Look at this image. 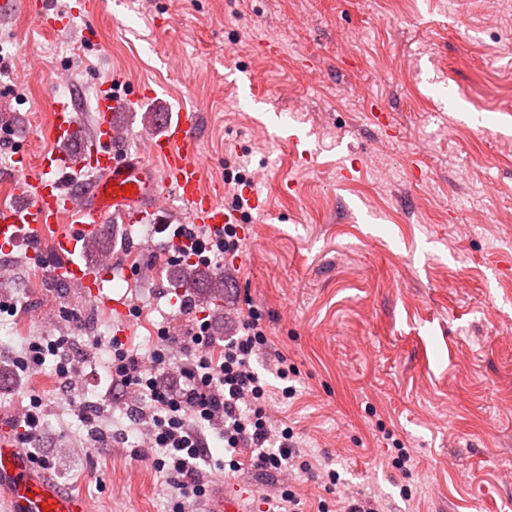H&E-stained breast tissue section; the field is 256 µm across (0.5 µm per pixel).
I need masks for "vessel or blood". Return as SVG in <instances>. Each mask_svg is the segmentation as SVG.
Masks as SVG:
<instances>
[{"instance_id":"1","label":"vessel or blood","mask_w":512,"mask_h":512,"mask_svg":"<svg viewBox=\"0 0 512 512\" xmlns=\"http://www.w3.org/2000/svg\"><path fill=\"white\" fill-rule=\"evenodd\" d=\"M155 94V89L144 87L122 96L113 91L111 82L100 84L91 141L72 153L46 152L40 157L36 176L15 179L14 193L23 203L0 207V250L10 251L24 236L37 241L52 230L58 253L74 252L78 241L96 235L112 215L130 214L141 220L156 214L168 188L177 193L192 223L207 225L215 233L237 223V211L219 206L202 187L196 144L199 112L183 109L160 118L147 153L160 161L161 173H154L143 159L120 156L119 112L134 109ZM51 129L56 141L71 142L76 123L69 103L54 102ZM69 169H87L97 177L79 190L61 178ZM49 276L84 288L92 299L119 316L128 312L126 298L104 287L105 282L114 280L113 272L65 261L53 265ZM11 421L9 415L0 416V499L6 501L7 512H92L89 502L64 491L33 462L11 435Z\"/></svg>"}]
</instances>
